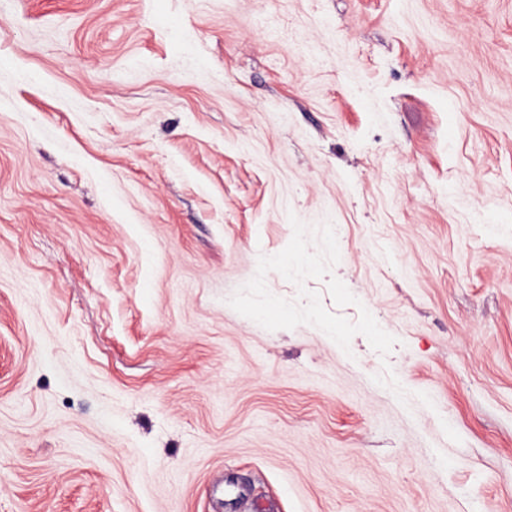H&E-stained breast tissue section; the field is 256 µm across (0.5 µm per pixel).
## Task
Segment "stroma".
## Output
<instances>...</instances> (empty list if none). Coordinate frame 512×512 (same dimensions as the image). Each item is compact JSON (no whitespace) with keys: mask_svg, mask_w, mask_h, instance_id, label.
Returning <instances> with one entry per match:
<instances>
[{"mask_svg":"<svg viewBox=\"0 0 512 512\" xmlns=\"http://www.w3.org/2000/svg\"><path fill=\"white\" fill-rule=\"evenodd\" d=\"M0 512H512V0H0Z\"/></svg>","mask_w":512,"mask_h":512,"instance_id":"35a3bbf8","label":"stroma"}]
</instances>
